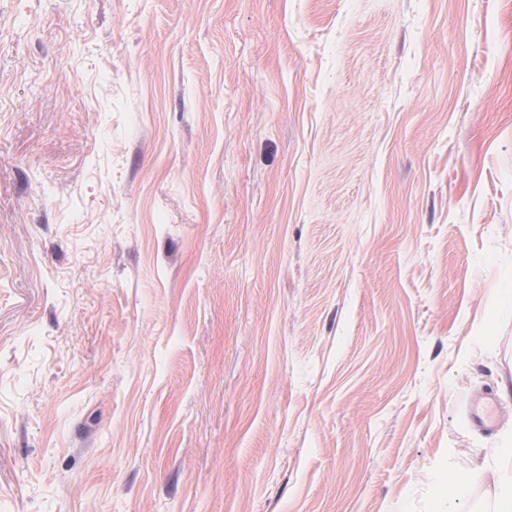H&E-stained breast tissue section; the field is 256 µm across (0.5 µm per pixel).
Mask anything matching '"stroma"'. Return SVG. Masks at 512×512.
I'll return each mask as SVG.
<instances>
[{"label":"stroma","mask_w":512,"mask_h":512,"mask_svg":"<svg viewBox=\"0 0 512 512\" xmlns=\"http://www.w3.org/2000/svg\"><path fill=\"white\" fill-rule=\"evenodd\" d=\"M487 462L512 0H0V512H485ZM496 392L487 388L483 393L470 401L469 420L471 425L486 434L497 429L499 420V406Z\"/></svg>","instance_id":"35a3bbf8"}]
</instances>
